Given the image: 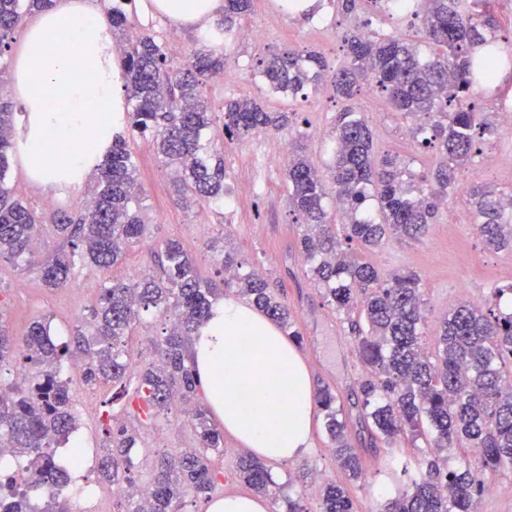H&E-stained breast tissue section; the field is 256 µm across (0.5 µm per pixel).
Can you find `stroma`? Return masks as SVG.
Listing matches in <instances>:
<instances>
[{
    "label": "stroma",
    "instance_id": "stroma-1",
    "mask_svg": "<svg viewBox=\"0 0 512 512\" xmlns=\"http://www.w3.org/2000/svg\"><path fill=\"white\" fill-rule=\"evenodd\" d=\"M128 11L136 29L150 31L164 43L177 42L187 48L199 36L195 29L165 17H146L142 0H132ZM246 23L260 29L259 38L249 44L233 42L226 51L222 76L204 80L203 94L216 104L227 97L263 100L269 111L293 113L290 127L221 143L229 193L224 206L208 210L207 220L202 224L196 219V207L176 203L171 173L152 143L134 136L130 148L149 204L150 224L145 241L129 248L123 261L108 271L76 268L68 283L60 288L47 287L35 269L0 260L5 319L13 335L20 337L32 320L46 317L62 340L72 341L79 319L95 304L104 282L114 279L132 284L146 276H159L155 252L163 240H179L201 277L211 280L215 277L218 255L209 245L214 239H225L241 261L242 273L259 272L285 297L303 335L298 350L308 365L313 387L327 386L335 391L351 444L366 448L370 438L367 428L359 422L358 388L365 368L348 320L328 305L322 288L311 281L306 264L295 249L302 226L288 203V158L280 153L283 141L300 138L317 166L325 167L330 161L333 124L341 104L323 87L309 91L304 100L272 92L257 64L270 53L295 49L317 52L336 66L344 61L341 36L345 31L363 25L372 31L395 33L415 41L419 38L420 22L375 7L353 15L327 7L307 19L283 13L279 0H253ZM357 100L359 112L372 129L378 152L398 154L403 165L417 175L436 164L434 150L419 148L403 136L406 122L383 95L366 87ZM510 155L512 140H486L462 168L460 186L477 181L497 192L512 193V168L503 163L504 157ZM7 178L17 196L34 210L54 204L67 206L75 214L80 211L81 195L55 196L44 185L33 182L18 162H11ZM466 208L463 194H454L441 207L427 236L393 237L367 255L384 274L413 270L421 275L423 302L432 326L460 301L486 300L493 286L512 281V252L486 248L474 225L457 223L458 213ZM166 326L164 315L150 311L126 336L131 369L127 386H136L138 372L156 361L155 343ZM82 367L83 359L77 356L65 372L78 415V429L68 444L59 446L60 460H67L77 446L101 457L109 441L107 430L116 421L137 439L138 446L132 451L136 462L134 480L141 485L150 484L153 465L161 455H176L198 447L197 436L182 408L175 407L148 419L134 416L126 412L122 402L116 401L115 387L87 385ZM244 453L243 446L232 435H225L223 452L212 457L215 471L223 477L220 494H249V487L236 475L237 462ZM268 468L277 494L301 500L308 512H315V497L300 484H289L288 479L305 469L322 480L342 481L322 414L314 416L310 448L291 461L269 462ZM398 486V481L388 478L385 472L372 470L364 485L350 490L355 512H381L386 497L394 494Z\"/></svg>",
    "mask_w": 512,
    "mask_h": 512
}]
</instances>
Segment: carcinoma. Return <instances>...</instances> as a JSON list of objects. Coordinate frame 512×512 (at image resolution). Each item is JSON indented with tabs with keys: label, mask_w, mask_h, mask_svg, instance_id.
Returning <instances> with one entry per match:
<instances>
[{
	"label": "carcinoma",
	"mask_w": 512,
	"mask_h": 512,
	"mask_svg": "<svg viewBox=\"0 0 512 512\" xmlns=\"http://www.w3.org/2000/svg\"><path fill=\"white\" fill-rule=\"evenodd\" d=\"M52 0H0V57L26 11L51 6ZM112 0L107 20L118 50L127 112L112 129V148L95 173L96 188L77 216L61 207L38 212L15 197L7 179L13 154L17 113L0 104V259L35 265L34 243L44 246L60 238L65 246L40 265L43 282L64 286L77 262L107 271L128 247L146 236V193L138 183L129 138L152 137L158 154L172 171L176 200L184 204L224 205V160L213 154L220 135L243 139L279 131L293 113L269 112L254 99L224 100L222 132L213 131V108L203 97L202 78L224 71V57L213 45L237 37L253 0H224V17L186 54L184 66H170L168 48L144 31L134 36L126 4ZM412 15L432 50L421 58L419 45L395 35L364 33L359 27L342 36L345 60L333 68L319 54L296 50L273 53L261 76L277 93L307 98L308 86L331 78L333 95L344 102L336 115L334 152L329 166L335 189L336 224L328 193L303 144L291 145L286 182L288 201L303 220L297 248L311 279L324 289L336 310L356 314L352 329L367 375L360 381L363 418L387 447L396 439L422 438L435 458L410 471L403 458L389 453L380 463L388 475L407 477L406 489L388 499L384 512H478L485 476L512 472V282L493 288V304L462 303L436 326L425 346L426 316L421 277L414 271L385 278L362 254L380 247L392 235L419 238L436 223L439 206L458 190V172L473 150L499 129L475 104L478 89L492 85L500 67L512 58L497 48V26L484 10L486 0H416ZM365 85L384 92L403 118L419 121L413 140L438 151L437 165L415 177L407 174L398 155L377 154L371 130L353 108ZM504 195L473 183L466 201L476 228L491 250L512 248V212ZM222 270L231 278L203 283L182 244L167 239L157 253L162 277L132 285L103 283L96 305L77 326L74 343L51 336L44 319L30 322L21 338L0 320V368L22 358L25 380L18 385L0 378V437L28 457L24 490L0 503V512H32L27 489L43 492L40 512H67L60 500L68 482L54 449L69 440L77 416L69 395L63 364L76 353L86 357L83 376L91 384L115 385L128 369L125 336L144 312L171 314L170 331L159 345L160 364L146 369L128 397L127 407L151 417L175 401L190 406L191 423L200 448L157 460L149 485V512H181L182 497L191 493L207 500L218 485L209 452L224 450V431L214 424L207 407L196 402L200 379L188 365L190 337L211 316L223 291L236 290L299 344L287 300L259 275L238 273V259L217 242ZM326 434L336 463L350 483L366 479L368 462L348 442L346 421L328 387L316 392ZM110 445L99 458V479L107 484L134 485L130 450L135 438L117 423ZM463 465L448 468L449 456ZM238 478L267 495L272 484L267 466L245 455ZM321 512H353L348 489L334 482L318 487Z\"/></svg>",
	"instance_id": "obj_1"
}]
</instances>
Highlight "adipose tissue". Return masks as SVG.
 I'll use <instances>...</instances> for the list:
<instances>
[{
    "mask_svg": "<svg viewBox=\"0 0 512 512\" xmlns=\"http://www.w3.org/2000/svg\"><path fill=\"white\" fill-rule=\"evenodd\" d=\"M146 13L205 31L224 0H147ZM25 120L15 157L61 194L82 187L112 146L125 110L112 31L97 0H56L28 25L11 75ZM206 401L257 457L288 461L311 445L312 380L297 348L249 303L225 297L192 342ZM276 407L269 416L267 407Z\"/></svg>",
    "mask_w": 512,
    "mask_h": 512,
    "instance_id": "adipose-tissue-1",
    "label": "adipose tissue"
}]
</instances>
